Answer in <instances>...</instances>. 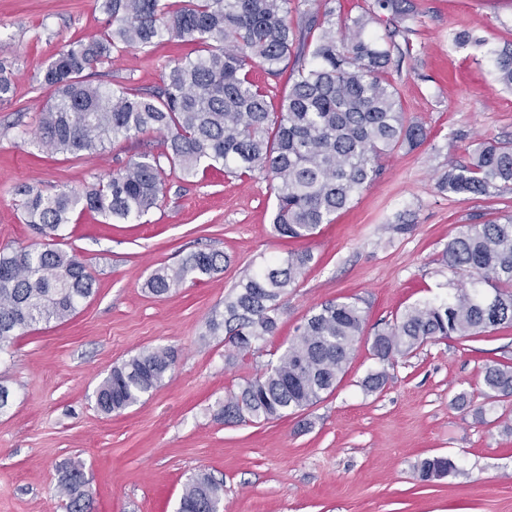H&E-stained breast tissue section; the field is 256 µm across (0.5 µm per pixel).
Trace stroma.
<instances>
[{"mask_svg":"<svg viewBox=\"0 0 512 512\" xmlns=\"http://www.w3.org/2000/svg\"><path fill=\"white\" fill-rule=\"evenodd\" d=\"M413 3L410 16L366 33L407 29L413 51L392 81L407 118L428 137L385 156L350 208L312 237L274 232L263 176L177 170L140 223L104 224L86 213L66 225L58 246L86 263L97 290L69 320L25 330L0 351V384L11 392L0 413V512H65L55 486L72 465L84 473L94 512H175L186 480L201 471L224 482L221 512H512V397L487 399L483 385L485 364L512 366V330L430 340L388 362L368 342L408 307L465 285L442 261L463 225L512 216V186L477 199L438 187L481 143L512 142V90L497 84L492 61L512 43V0ZM104 23L99 0H0V62L15 75L14 94L0 100V250L44 242L24 219L23 188L82 190L163 150V135L152 131L111 141L95 159L47 154L35 143L50 97L40 72L61 45ZM461 32L472 40L458 46ZM189 51L166 42L129 51L98 78L151 89L161 83L159 62ZM199 250L223 253V269L161 297L148 293L156 268ZM303 250L313 259L289 288L275 335L230 354L209 330L225 300L269 258ZM332 301L356 302L367 336L335 389L277 420L224 423L225 397ZM154 347L176 354L162 384L120 413L99 411L94 392L112 368ZM378 371L384 388L366 391ZM436 455L456 471L419 481L417 465Z\"/></svg>","mask_w":512,"mask_h":512,"instance_id":"35a3bbf8","label":"stroma"}]
</instances>
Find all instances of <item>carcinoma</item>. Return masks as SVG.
Returning <instances> with one entry per match:
<instances>
[{
  "label": "carcinoma",
  "mask_w": 512,
  "mask_h": 512,
  "mask_svg": "<svg viewBox=\"0 0 512 512\" xmlns=\"http://www.w3.org/2000/svg\"><path fill=\"white\" fill-rule=\"evenodd\" d=\"M331 0H103L107 15L99 35L64 44L40 73L52 89L42 110L36 142L47 154L94 157L105 142L147 131L164 134L159 155L143 154L118 171H106L85 190L28 194L27 223L55 238L75 213L89 211L111 224H126L159 206L166 160L195 177L218 166L232 176L259 173L271 181L275 232L306 239L380 172V160L397 147L415 148L426 128L405 117L389 76L411 54L396 32L379 43L365 35L386 13L407 15L411 0H370L364 13L335 21ZM297 18H291V13ZM198 46L195 56L168 59L159 67L162 86L144 91L88 80L87 71L112 62V54L144 50L160 42ZM497 81L512 89V48L493 52ZM296 77L270 110L269 88L285 70ZM512 184V143L487 142L466 164L448 169L441 187L482 197ZM311 261L307 252L268 261L237 285L224 302V345L247 352L275 334L288 288ZM444 262L469 278L435 304L413 306L399 322L374 336L371 350L389 361L424 342L452 335L479 337L512 328V219L472 224L448 242ZM224 266L218 252H193L174 267L155 270L146 282L163 296L188 279ZM95 293L86 265L52 243L40 249L0 251V351L17 332L72 316ZM364 334L355 302L325 304L307 318L300 337L259 376L229 394L219 416L227 424L278 419L318 402L336 387ZM175 363L170 348L144 349L112 368L96 391V405L119 413L158 387ZM489 399L512 396V367H485ZM456 469L452 459L433 456L417 466L431 481ZM78 467L65 469L57 493L67 512H90L92 500ZM223 484L206 473L184 485L177 512H210Z\"/></svg>",
  "instance_id": "carcinoma-1"
}]
</instances>
